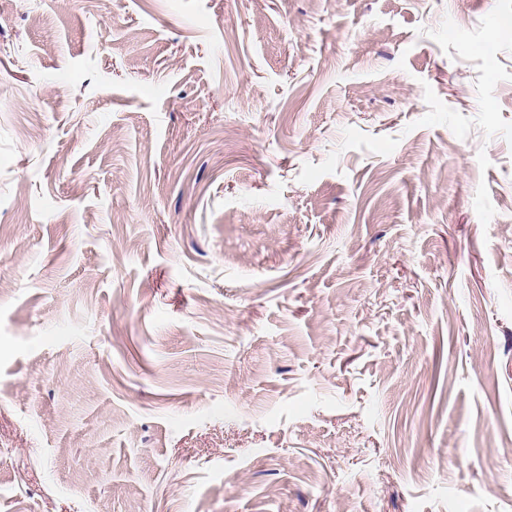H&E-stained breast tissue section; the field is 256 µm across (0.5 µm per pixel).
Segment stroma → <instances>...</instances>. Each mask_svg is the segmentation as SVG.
I'll return each mask as SVG.
<instances>
[{"mask_svg":"<svg viewBox=\"0 0 512 512\" xmlns=\"http://www.w3.org/2000/svg\"><path fill=\"white\" fill-rule=\"evenodd\" d=\"M0 512H512V0H0Z\"/></svg>","mask_w":512,"mask_h":512,"instance_id":"stroma-1","label":"stroma"}]
</instances>
